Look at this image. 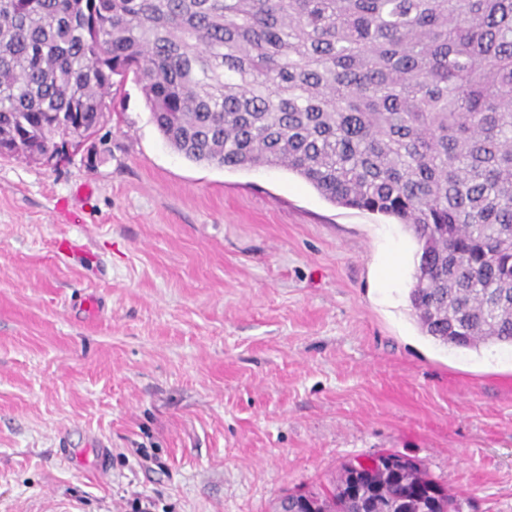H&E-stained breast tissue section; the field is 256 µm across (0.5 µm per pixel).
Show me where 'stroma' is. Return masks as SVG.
Masks as SVG:
<instances>
[{"instance_id":"obj_1","label":"stroma","mask_w":512,"mask_h":512,"mask_svg":"<svg viewBox=\"0 0 512 512\" xmlns=\"http://www.w3.org/2000/svg\"><path fill=\"white\" fill-rule=\"evenodd\" d=\"M114 101L79 150L0 156V512H275L383 451L512 512V347L419 332L412 234Z\"/></svg>"}]
</instances>
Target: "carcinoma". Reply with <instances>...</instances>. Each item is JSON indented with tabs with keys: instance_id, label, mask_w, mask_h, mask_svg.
Returning a JSON list of instances; mask_svg holds the SVG:
<instances>
[{
	"instance_id": "carcinoma-1",
	"label": "carcinoma",
	"mask_w": 512,
	"mask_h": 512,
	"mask_svg": "<svg viewBox=\"0 0 512 512\" xmlns=\"http://www.w3.org/2000/svg\"><path fill=\"white\" fill-rule=\"evenodd\" d=\"M130 74L186 159L404 225L422 335L512 346V0H0L3 154L79 146ZM463 503L419 467L344 468L288 512Z\"/></svg>"
}]
</instances>
